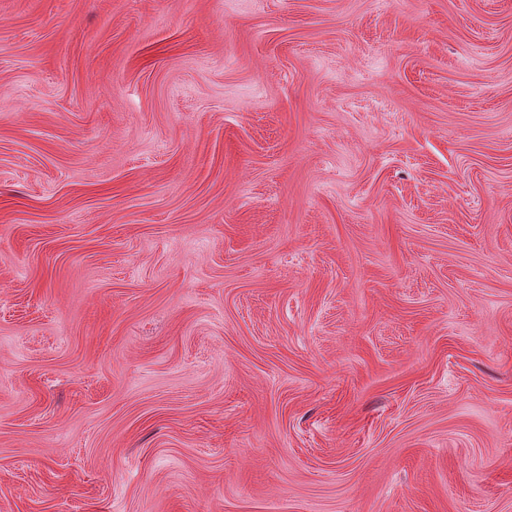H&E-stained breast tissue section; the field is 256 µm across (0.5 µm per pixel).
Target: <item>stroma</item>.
I'll list each match as a JSON object with an SVG mask.
<instances>
[{"instance_id": "stroma-1", "label": "stroma", "mask_w": 512, "mask_h": 512, "mask_svg": "<svg viewBox=\"0 0 512 512\" xmlns=\"http://www.w3.org/2000/svg\"><path fill=\"white\" fill-rule=\"evenodd\" d=\"M0 512H512V0H0Z\"/></svg>"}]
</instances>
